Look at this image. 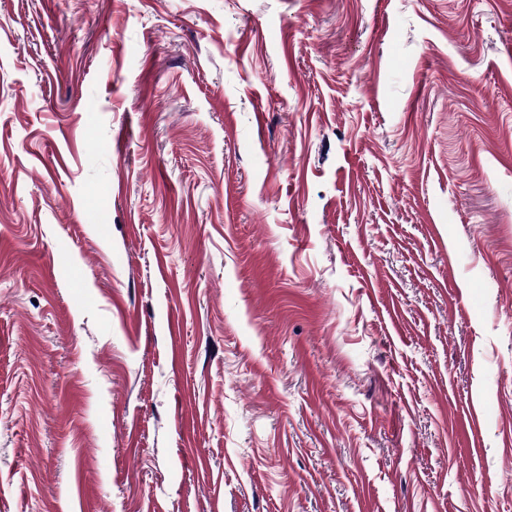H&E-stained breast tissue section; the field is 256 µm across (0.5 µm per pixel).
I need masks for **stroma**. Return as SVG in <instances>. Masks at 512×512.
Masks as SVG:
<instances>
[{
	"label": "stroma",
	"mask_w": 512,
	"mask_h": 512,
	"mask_svg": "<svg viewBox=\"0 0 512 512\" xmlns=\"http://www.w3.org/2000/svg\"><path fill=\"white\" fill-rule=\"evenodd\" d=\"M0 512H512V0H0Z\"/></svg>",
	"instance_id": "obj_1"
}]
</instances>
